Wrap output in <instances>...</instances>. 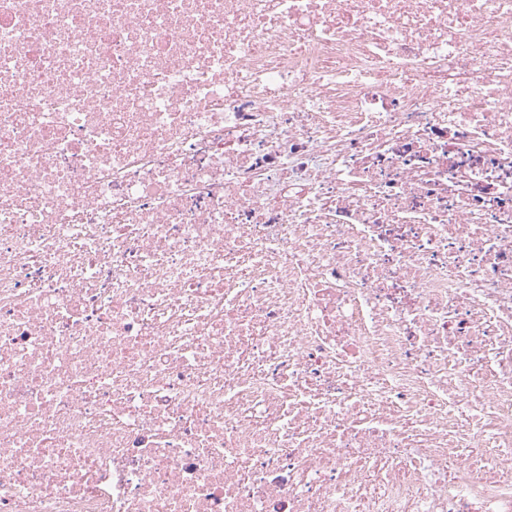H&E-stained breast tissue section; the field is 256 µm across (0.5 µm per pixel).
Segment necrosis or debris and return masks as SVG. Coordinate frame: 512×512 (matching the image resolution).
I'll return each instance as SVG.
<instances>
[{"label":"necrosis or debris","instance_id":"obj_1","mask_svg":"<svg viewBox=\"0 0 512 512\" xmlns=\"http://www.w3.org/2000/svg\"><path fill=\"white\" fill-rule=\"evenodd\" d=\"M0 512H512V0H0Z\"/></svg>","mask_w":512,"mask_h":512}]
</instances>
